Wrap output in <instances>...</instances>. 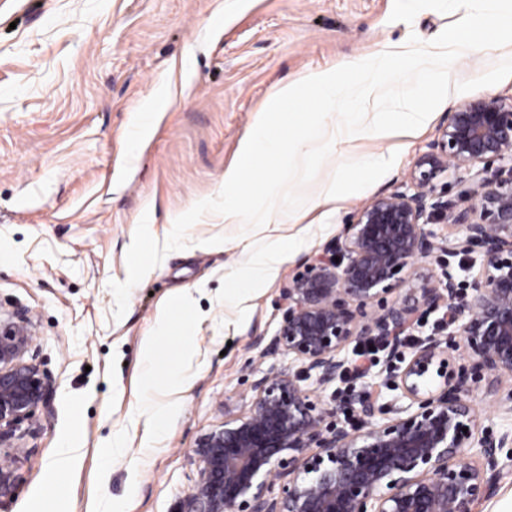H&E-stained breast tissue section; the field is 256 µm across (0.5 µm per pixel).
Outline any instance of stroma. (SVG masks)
<instances>
[{
	"label": "stroma",
	"mask_w": 512,
	"mask_h": 512,
	"mask_svg": "<svg viewBox=\"0 0 512 512\" xmlns=\"http://www.w3.org/2000/svg\"><path fill=\"white\" fill-rule=\"evenodd\" d=\"M393 0H0V317L28 315L32 352L51 379L22 470L25 482L0 512H174L197 478L198 438L243 410L255 376L287 367L254 345L282 320V290L373 198L413 189L415 160L429 151L451 93L416 132L359 136L337 146L319 175L350 187L328 204L291 214L305 248L254 293L242 325L216 299L244 260L242 227L208 214L132 289L114 318L109 281L127 277L126 252L142 215L165 240L175 219L216 196L268 95L307 70L354 62L410 36L428 42L458 13L426 9L391 21ZM173 102L150 135L129 147L132 110L158 84ZM392 153L366 183L359 161ZM193 307L161 334L162 356L182 344L195 357L181 411L151 447L136 419L148 396L139 346L156 334L158 308L181 291ZM119 453L105 455L113 433ZM80 437L57 486L44 475L62 439ZM138 478L130 480L129 467Z\"/></svg>",
	"instance_id": "35a3bbf8"
}]
</instances>
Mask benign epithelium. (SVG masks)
I'll return each mask as SVG.
<instances>
[{
	"label": "benign epithelium",
	"mask_w": 512,
	"mask_h": 512,
	"mask_svg": "<svg viewBox=\"0 0 512 512\" xmlns=\"http://www.w3.org/2000/svg\"><path fill=\"white\" fill-rule=\"evenodd\" d=\"M451 167L466 175L447 197L436 181ZM411 178L413 193L374 198L288 283L277 333L255 338L262 355L299 361L321 389L351 369L349 344L384 349L387 377L348 395L362 423L331 424L338 410L312 397L297 373L264 372L247 408L198 439V478L179 512H474L496 494L497 451L512 432L479 433L469 396L477 377L512 378V102H461ZM477 246L467 292L452 262L425 265ZM422 310L440 313V327L403 355L400 336ZM461 342L469 365L458 369ZM31 348L24 314L0 322V504L23 484L31 450L14 442L34 433L51 390ZM384 388L393 392L390 417L378 421Z\"/></svg>",
	"instance_id": "1"
}]
</instances>
